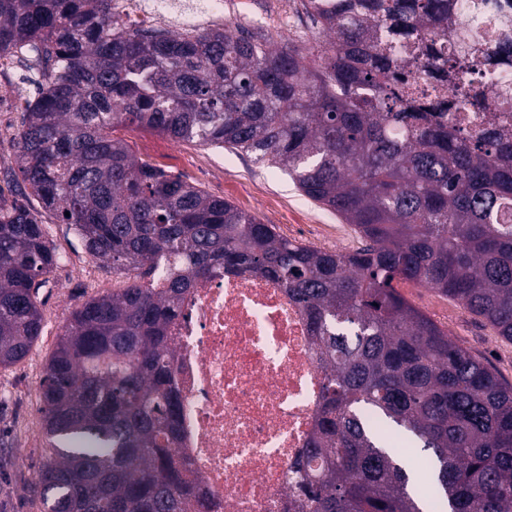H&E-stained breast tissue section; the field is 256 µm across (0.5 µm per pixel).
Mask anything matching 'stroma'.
Returning a JSON list of instances; mask_svg holds the SVG:
<instances>
[{"mask_svg": "<svg viewBox=\"0 0 512 512\" xmlns=\"http://www.w3.org/2000/svg\"><path fill=\"white\" fill-rule=\"evenodd\" d=\"M33 64L32 55L24 54L0 70V190L7 194L17 188L5 174L16 166L15 137L24 99L34 91L29 81ZM119 135L138 158L231 202L262 223L275 225L288 239L326 248L324 227L339 221L335 212L305 196L287 175L232 147L177 142L143 128L123 129ZM46 230L65 259L40 290L45 318L40 338L24 360L0 369V456L10 459L0 468V512H42L31 486L46 445L37 412L44 367L73 310L113 284L111 271L90 262L67 225L50 223ZM396 288L440 327H452L453 337L491 365L501 381L512 384V343L497 337L483 318L434 290L404 281Z\"/></svg>", "mask_w": 512, "mask_h": 512, "instance_id": "1", "label": "stroma"}]
</instances>
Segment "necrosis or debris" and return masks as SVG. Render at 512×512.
Instances as JSON below:
<instances>
[{
	"label": "necrosis or debris",
	"mask_w": 512,
	"mask_h": 512,
	"mask_svg": "<svg viewBox=\"0 0 512 512\" xmlns=\"http://www.w3.org/2000/svg\"><path fill=\"white\" fill-rule=\"evenodd\" d=\"M184 28L225 19L224 0H139ZM307 316L272 279L198 281L169 331L170 383L182 400L177 455L221 512H287L323 370Z\"/></svg>",
	"instance_id": "obj_1"
}]
</instances>
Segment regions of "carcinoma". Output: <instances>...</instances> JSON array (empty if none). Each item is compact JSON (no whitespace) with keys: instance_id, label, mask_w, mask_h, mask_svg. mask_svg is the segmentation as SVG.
<instances>
[{"instance_id":"1","label":"carcinoma","mask_w":512,"mask_h":512,"mask_svg":"<svg viewBox=\"0 0 512 512\" xmlns=\"http://www.w3.org/2000/svg\"><path fill=\"white\" fill-rule=\"evenodd\" d=\"M313 30L278 44L226 24L128 26L112 0H0V58L35 54L16 163L0 192V368L42 334L39 290L61 260L49 214L130 283L73 311L40 384L46 512H216L174 457L182 403L168 327L201 279L278 281L324 372L296 466L306 512H512V386L394 287L431 288L512 342V135L466 133L401 71L452 38L448 93L494 86L476 29L512 0H302ZM136 126L229 145L288 172L354 225L322 251L137 158ZM35 197L38 207L27 202Z\"/></svg>"}]
</instances>
